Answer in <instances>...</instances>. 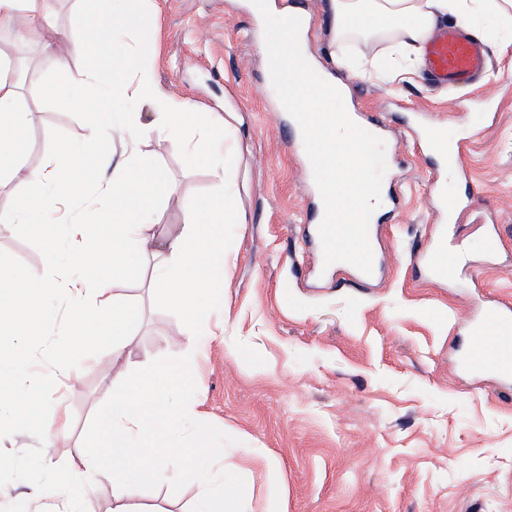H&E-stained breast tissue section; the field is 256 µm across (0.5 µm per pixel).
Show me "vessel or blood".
Here are the masks:
<instances>
[{
  "instance_id": "obj_1",
  "label": "vessel or blood",
  "mask_w": 512,
  "mask_h": 512,
  "mask_svg": "<svg viewBox=\"0 0 512 512\" xmlns=\"http://www.w3.org/2000/svg\"><path fill=\"white\" fill-rule=\"evenodd\" d=\"M424 68L432 82L440 88L452 89L479 76L487 67L488 52L484 43L455 26L440 29L424 47ZM421 147L438 150L447 140L435 123H427L417 131ZM305 191L314 200L309 218L311 231H318L324 206L313 177L309 158L301 160ZM448 239L447 225L435 228L434 241L415 255L416 268L429 279H444L448 265L437 250ZM480 320L470 328L471 339L461 368L478 374L512 380V308L497 304H479Z\"/></svg>"
}]
</instances>
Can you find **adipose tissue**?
Segmentation results:
<instances>
[{"label":"adipose tissue","instance_id":"1","mask_svg":"<svg viewBox=\"0 0 512 512\" xmlns=\"http://www.w3.org/2000/svg\"><path fill=\"white\" fill-rule=\"evenodd\" d=\"M140 0H113L104 12H90L81 25L62 40L46 37L43 22L49 0H0V27L15 29L19 38L40 41L44 52L57 59L76 55L85 61L79 84L59 83L56 98L78 110L102 109L106 121L90 133V144L128 134L136 118L128 112L130 102L155 96L158 88L148 60L128 56L121 40L123 31L139 19ZM329 31L333 45L352 37L363 41L387 35L405 58H416L423 44L447 18H455L471 28L477 17L501 26L512 25V0H327ZM127 56L124 71L101 87L100 60L107 55ZM17 86L0 78V152L12 150L18 135L31 123L30 112L18 104ZM155 122L184 142L194 160L211 162V148L223 140L224 131L191 105L171 97ZM99 170L94 204L102 212L95 225L72 224L67 233L79 243L78 259L86 269L84 279L67 281L51 270L39 283L66 298L78 311L68 337L76 341L108 340L113 354L120 355L130 345L132 309L111 299L114 283L126 277L133 256L154 261V298L158 304L178 309L189 322H199L207 310L224 296V281L216 271L224 263L219 228L225 217L238 209V195L231 192L197 210L177 232L156 233L150 225L134 221L136 208L152 192L174 195L164 172L143 167L136 145H128L122 159L107 151L95 154ZM27 182L36 192L56 198L82 194L85 181L74 151L51 142L39 167L31 170ZM112 252L111 262L97 264L99 242ZM30 283L7 257L0 255V323L10 319L14 309L27 298Z\"/></svg>","mask_w":512,"mask_h":512}]
</instances>
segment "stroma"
<instances>
[{"instance_id":"35a3bbf8","label":"stroma","mask_w":512,"mask_h":512,"mask_svg":"<svg viewBox=\"0 0 512 512\" xmlns=\"http://www.w3.org/2000/svg\"><path fill=\"white\" fill-rule=\"evenodd\" d=\"M128 47L153 61L161 94L173 93L224 127V175L193 162L153 124L161 104H135L137 147L177 194L154 193L145 221L177 231L206 202L239 192L224 220V300L198 324L150 298L151 262L140 263L114 294L132 306L133 340L120 357L103 352L99 370L57 374L48 429L65 428L62 447L43 451L51 465L71 463L96 410L130 374L158 357L191 355L196 418L234 437L225 470L241 472L249 512H265L280 492L287 512H512V382L456 371L476 298L512 306V30L476 25L489 49L485 76L451 91L430 87L421 67L348 83L350 108L379 113L387 172L398 210L383 223L385 261L371 279L313 268L303 233L308 199L300 159L288 143V115L268 82L256 41L252 0H145ZM6 52L27 74L21 98L32 122L0 181V213L27 202L51 224L0 231V254L36 279L49 268L80 274L62 225L87 217L82 201H46L26 184L48 147L45 131L70 147L84 144L90 112L56 98L59 82H77L84 61L66 62L38 44L0 32ZM442 124L462 141L450 170L415 145V117ZM463 210L448 226V282L418 277L413 257L442 217L430 206L433 183ZM504 225L501 246L484 247L486 226ZM139 491L133 512H190L203 487L172 493L168 479Z\"/></svg>"}]
</instances>
